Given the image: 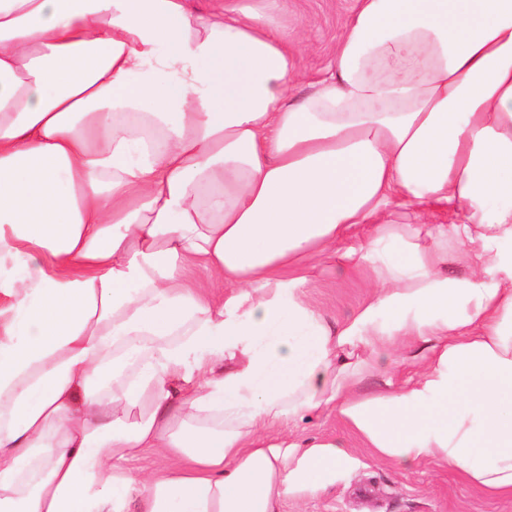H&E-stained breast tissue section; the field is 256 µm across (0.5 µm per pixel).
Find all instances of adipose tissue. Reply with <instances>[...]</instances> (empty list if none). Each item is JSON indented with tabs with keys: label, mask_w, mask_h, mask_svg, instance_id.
Here are the masks:
<instances>
[{
	"label": "adipose tissue",
	"mask_w": 512,
	"mask_h": 512,
	"mask_svg": "<svg viewBox=\"0 0 512 512\" xmlns=\"http://www.w3.org/2000/svg\"><path fill=\"white\" fill-rule=\"evenodd\" d=\"M290 40L240 0H0V512H280L352 458L267 430L331 408L512 493V0H357L300 98ZM363 226L378 293L333 327L306 271ZM400 341L416 377L359 393ZM444 273L451 279L466 278L472 274V268L460 258V246L453 241L448 244V265ZM168 465V460L153 449L143 450L137 457L124 463V466L134 472H151Z\"/></svg>",
	"instance_id": "1"
}]
</instances>
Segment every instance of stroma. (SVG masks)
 <instances>
[{"label":"stroma","mask_w":512,"mask_h":512,"mask_svg":"<svg viewBox=\"0 0 512 512\" xmlns=\"http://www.w3.org/2000/svg\"><path fill=\"white\" fill-rule=\"evenodd\" d=\"M356 4L357 0H259L260 9L297 35L294 49L301 80L294 95L306 94L323 76ZM309 279L308 300L332 326L352 317L374 292L371 272L354 268L340 254L316 263ZM414 371L403 353L388 352L374 370L364 373L359 390L364 394L384 390ZM290 434L302 442L336 440L345 446L353 464L328 474L323 490L288 495L281 512H512V494L491 493L455 469L432 461L406 467L379 457L336 412L306 418L293 425Z\"/></svg>","instance_id":"35a3bbf8"}]
</instances>
